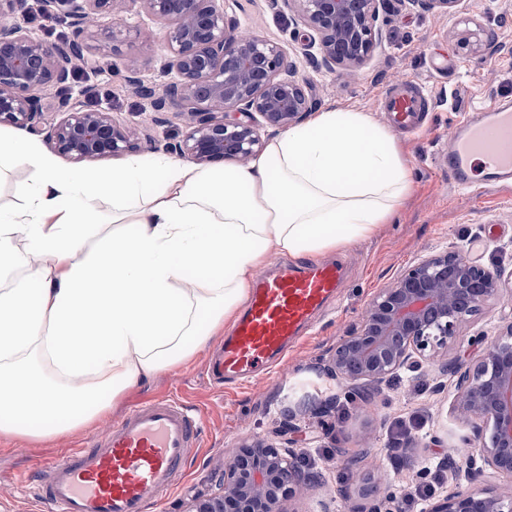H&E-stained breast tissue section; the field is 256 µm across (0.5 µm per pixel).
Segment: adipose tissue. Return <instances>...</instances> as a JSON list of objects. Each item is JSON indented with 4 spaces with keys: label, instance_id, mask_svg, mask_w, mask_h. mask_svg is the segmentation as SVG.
<instances>
[{
    "label": "adipose tissue",
    "instance_id": "adipose-tissue-1",
    "mask_svg": "<svg viewBox=\"0 0 512 512\" xmlns=\"http://www.w3.org/2000/svg\"><path fill=\"white\" fill-rule=\"evenodd\" d=\"M16 164L27 182L0 207V267L23 268L0 281V436L38 440L92 424L131 387L192 360L236 321L271 254L368 240L411 190L391 130L332 105L244 165L163 156L71 169L0 133V170Z\"/></svg>",
    "mask_w": 512,
    "mask_h": 512
}]
</instances>
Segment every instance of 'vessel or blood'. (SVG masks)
I'll use <instances>...</instances> for the list:
<instances>
[{
  "label": "vessel or blood",
  "instance_id": "1",
  "mask_svg": "<svg viewBox=\"0 0 512 512\" xmlns=\"http://www.w3.org/2000/svg\"><path fill=\"white\" fill-rule=\"evenodd\" d=\"M430 99L417 82L389 90L382 109L400 130L417 128ZM454 183L473 187L475 161L490 182L512 181V103L477 109L458 123L444 155ZM342 263L282 264L260 272L249 306L225 339L215 382L240 378L283 355L340 288ZM199 440L196 417L173 398L137 406L62 460L44 462L36 494L53 512H145L172 487Z\"/></svg>",
  "mask_w": 512,
  "mask_h": 512
}]
</instances>
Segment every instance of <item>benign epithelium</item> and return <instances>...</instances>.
<instances>
[{
  "mask_svg": "<svg viewBox=\"0 0 512 512\" xmlns=\"http://www.w3.org/2000/svg\"><path fill=\"white\" fill-rule=\"evenodd\" d=\"M299 22L314 31L305 57L329 74L363 65L377 44L379 9L392 13L409 3L441 16L458 12L461 0H282ZM40 9L70 28L63 39L36 36L28 28L30 0H0V126L40 131L47 107L43 92L54 89V111L65 117L46 133L51 148L73 164L138 151L131 130L102 108L72 102L74 61L90 50L98 33L117 38L107 20L142 9L166 23L167 54L161 74L174 75L162 88L144 84L126 67V85L153 98L158 112L176 107L186 123L171 151L201 166L227 159L247 161L264 149L259 127L275 131L298 124L316 106L310 83L299 76L281 44L238 28L224 0H40ZM316 52H311V48ZM247 120L240 121L235 115ZM259 115L260 122L253 120ZM503 271L477 264L456 251L419 261L369 303L331 356V374L341 383H376L418 370L445 356L466 316L494 298ZM479 357L464 367L445 364L457 377L455 415L476 419L479 447L465 466L448 473L446 485L424 512H512V487L485 485L488 473L512 479V323L493 336L478 335ZM296 451L261 441L245 443L224 464L219 496L198 499L188 512H283L313 479Z\"/></svg>",
  "mask_w": 512,
  "mask_h": 512,
  "instance_id": "7a95c632",
  "label": "benign epithelium"
}]
</instances>
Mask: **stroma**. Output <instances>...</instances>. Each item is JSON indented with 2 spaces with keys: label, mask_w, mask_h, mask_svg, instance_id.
Listing matches in <instances>:
<instances>
[{
  "label": "stroma",
  "mask_w": 512,
  "mask_h": 512,
  "mask_svg": "<svg viewBox=\"0 0 512 512\" xmlns=\"http://www.w3.org/2000/svg\"><path fill=\"white\" fill-rule=\"evenodd\" d=\"M229 18L242 28L280 42L313 86L319 105L354 106L386 122L379 102L386 89L406 79L417 80L433 99L425 123L412 132L397 133L407 161L412 190L395 218L369 240L326 253L343 263L346 276L336 296L313 317L302 337L265 373L247 381L213 387L206 366L210 350L172 372L128 390L88 428L47 442L25 437L0 439V512H47L24 480L34 477L50 458L64 456L85 439L105 432L137 404L175 394L201 418L198 448L171 492L154 512H186L196 497L222 491L224 462L235 448L252 439L278 442V426L294 417V446L313 469L326 474V484L311 485L291 512H316L327 503L330 512H352L361 504L403 493L410 470L394 463L387 452L396 423L413 412L426 418L423 430L409 441L416 459L435 455L461 459L463 438L474 435L471 422L451 411L452 385L444 384L441 363L424 362L371 387L368 400L337 403L339 387L326 373V360L336 343L358 324L371 299L425 256L449 249L504 272L512 271V185L482 183L479 194L459 189L448 178L441 159L453 126L466 112L512 97V0H462L456 16H436L410 7L399 15L380 14L379 38L367 63L337 75L311 68L300 44L290 38L293 14L280 0H224ZM118 42L91 40L86 59L78 61L74 92L85 82L112 97L113 118L137 137L138 154H164L167 144L181 139L185 128L172 112L154 111L150 99L126 88L122 79L134 65L149 85L163 84L159 72L166 53L164 22L143 11L120 13L113 22ZM485 43L479 53L461 49V33ZM512 322V283L458 330L449 358L472 360L474 338L494 333Z\"/></svg>",
  "instance_id": "stroma-1"
}]
</instances>
